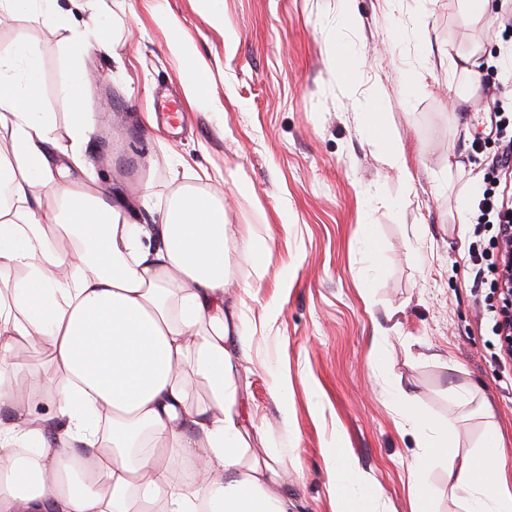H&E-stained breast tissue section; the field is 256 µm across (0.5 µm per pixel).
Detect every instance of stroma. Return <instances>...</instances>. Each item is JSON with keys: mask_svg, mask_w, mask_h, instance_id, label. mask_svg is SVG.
Wrapping results in <instances>:
<instances>
[{"mask_svg": "<svg viewBox=\"0 0 512 512\" xmlns=\"http://www.w3.org/2000/svg\"><path fill=\"white\" fill-rule=\"evenodd\" d=\"M219 9L215 21L203 0H107L111 53L76 60L70 29L41 32L43 109L59 141H70L61 79L71 62L85 73L96 128L85 169L59 183L91 173L128 196L150 193L141 224L159 222L178 185H196L228 201L233 241H267L261 272L232 266L224 305L250 336L239 371L252 445L279 458L299 512H332L323 450L339 436L348 464L381 494L368 512H412L403 393L444 419L456 410L450 387L469 386L489 402L512 471V369L498 366L499 340L477 318L496 288L492 274L476 276L471 227L457 221L497 154L492 143L472 149L483 125L474 103L486 96L474 77L496 64L503 41L494 12L473 20L463 0H221ZM175 31L208 72L209 107L185 101ZM330 32L355 53L352 79L336 73ZM405 73L418 80L409 97ZM462 85L470 99H455ZM169 99L179 109L171 127ZM370 103L404 144L411 179L363 140ZM177 155L187 169L175 179ZM240 183L248 193H236Z\"/></svg>", "mask_w": 512, "mask_h": 512, "instance_id": "1", "label": "stroma"}]
</instances>
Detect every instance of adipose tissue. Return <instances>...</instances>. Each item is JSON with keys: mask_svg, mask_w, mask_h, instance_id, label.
Masks as SVG:
<instances>
[{"mask_svg": "<svg viewBox=\"0 0 512 512\" xmlns=\"http://www.w3.org/2000/svg\"><path fill=\"white\" fill-rule=\"evenodd\" d=\"M53 2L0 0V12L31 22L0 52V271L17 274L0 297V355L22 343L50 347L26 394L0 369V409L47 397L61 422L0 419V512H298L277 459L250 446L236 365L247 333L224 312L232 261L261 270L267 247L257 237L232 245L226 206L201 189L180 191L159 223L134 224L149 195L134 201L96 181L58 188L54 157L81 166L94 127L75 66L62 80L70 145L42 110L38 35L59 21ZM169 49L188 104H207L209 77L193 46L178 37ZM362 131L408 174L404 147L378 113H363ZM196 383L207 392L201 404L190 398ZM404 425L416 440V512H428L427 476L442 464L462 512H512L498 449L457 455L454 419L431 420L409 398ZM344 456L338 441L324 451L335 512H366L376 489L355 487ZM185 462L193 481L174 477Z\"/></svg>", "mask_w": 512, "mask_h": 512, "instance_id": "obj_1", "label": "adipose tissue"}]
</instances>
